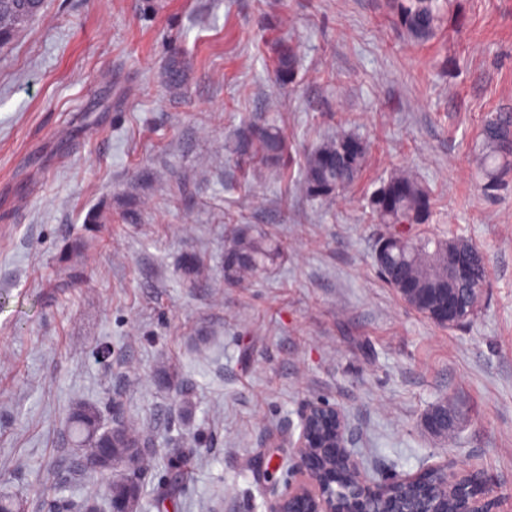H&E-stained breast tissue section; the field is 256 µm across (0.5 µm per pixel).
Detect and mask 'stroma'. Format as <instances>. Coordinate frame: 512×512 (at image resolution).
<instances>
[{
    "label": "stroma",
    "instance_id": "obj_1",
    "mask_svg": "<svg viewBox=\"0 0 512 512\" xmlns=\"http://www.w3.org/2000/svg\"><path fill=\"white\" fill-rule=\"evenodd\" d=\"M452 11L419 43L388 0H46L0 49V494L106 508L70 435L86 403L147 430L140 482L165 512H269L323 400L371 479L476 468L512 512V184L485 193L473 154L486 115L512 112V0ZM283 40L299 64L280 87ZM267 121L283 158L250 164L238 142ZM339 133L363 173L313 197L306 153ZM399 169L432 198L427 231L486 256L457 327L375 266L397 227L366 202ZM244 225L279 253L229 283ZM441 401L449 438L424 425Z\"/></svg>",
    "mask_w": 512,
    "mask_h": 512
}]
</instances>
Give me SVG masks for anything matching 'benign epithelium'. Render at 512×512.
<instances>
[{
    "label": "benign epithelium",
    "instance_id": "7a95c632",
    "mask_svg": "<svg viewBox=\"0 0 512 512\" xmlns=\"http://www.w3.org/2000/svg\"><path fill=\"white\" fill-rule=\"evenodd\" d=\"M433 260L445 269L442 282L435 286L414 282L401 291L426 307L431 321L451 328L458 325L457 286L470 277L467 252L461 241L448 240L438 245ZM455 423L446 402L435 405L425 420L427 429L438 437L448 436ZM289 447L300 460V478L273 503L270 512H372L367 507L369 501L385 500L387 492L399 483L417 478L414 474L382 484L371 482L359 460L346 449V421L341 411L322 403L302 412L298 437L289 440ZM428 469L443 474V485L423 499L402 502L390 512H448L450 498L455 512H495L496 500L487 491L474 499L458 495L460 485L475 473L460 477L448 470L446 463L432 464Z\"/></svg>",
    "mask_w": 512,
    "mask_h": 512
}]
</instances>
